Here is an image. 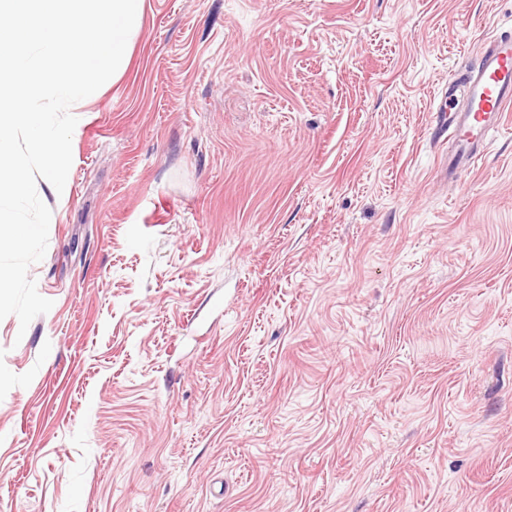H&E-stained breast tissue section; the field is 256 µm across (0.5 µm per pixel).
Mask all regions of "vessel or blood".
<instances>
[{
  "instance_id": "vessel-or-blood-1",
  "label": "vessel or blood",
  "mask_w": 512,
  "mask_h": 512,
  "mask_svg": "<svg viewBox=\"0 0 512 512\" xmlns=\"http://www.w3.org/2000/svg\"><path fill=\"white\" fill-rule=\"evenodd\" d=\"M512 113V34L486 39L474 68L449 79L432 114V137H452L448 176L471 171Z\"/></svg>"
}]
</instances>
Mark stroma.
<instances>
[{"label": "stroma", "mask_w": 512, "mask_h": 512, "mask_svg": "<svg viewBox=\"0 0 512 512\" xmlns=\"http://www.w3.org/2000/svg\"><path fill=\"white\" fill-rule=\"evenodd\" d=\"M512 0H146L0 320V512H512ZM462 90L463 98L457 91ZM512 108V34L486 39L474 68L459 79H448L440 103L432 113V138L453 134L448 152V179L471 171L493 134L506 123Z\"/></svg>", "instance_id": "1"}]
</instances>
